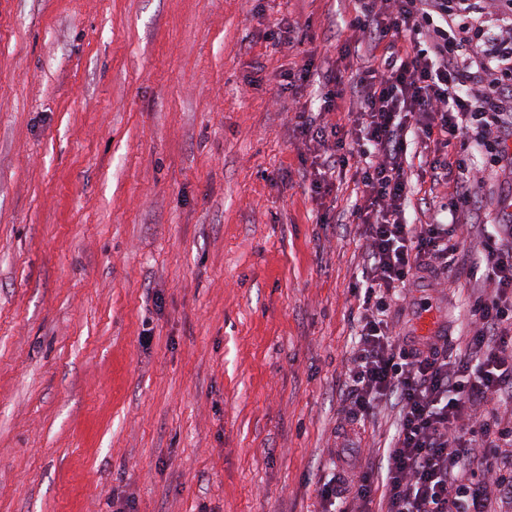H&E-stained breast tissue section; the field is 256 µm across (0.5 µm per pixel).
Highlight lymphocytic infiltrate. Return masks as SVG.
<instances>
[{
    "mask_svg": "<svg viewBox=\"0 0 512 512\" xmlns=\"http://www.w3.org/2000/svg\"><path fill=\"white\" fill-rule=\"evenodd\" d=\"M342 23L370 52L360 106L344 124L301 106L295 119L331 144L311 163L312 192L325 195L347 170L363 187L353 217L366 227L368 266L351 288L359 331L347 419L360 425L391 399L399 414L388 448L368 449L355 480L319 486L321 512H372L377 501L386 512H496L498 496L512 494V224L484 240L481 262L463 242L480 173L473 153L512 163V0H354ZM413 140L443 151L430 168L448 188L447 221H405ZM477 270L470 336L423 348L394 336L385 315L396 288Z\"/></svg>",
    "mask_w": 512,
    "mask_h": 512,
    "instance_id": "f902f5d3",
    "label": "lymphocytic infiltrate"
}]
</instances>
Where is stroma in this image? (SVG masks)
I'll return each instance as SVG.
<instances>
[{
  "label": "stroma",
  "instance_id": "1",
  "mask_svg": "<svg viewBox=\"0 0 512 512\" xmlns=\"http://www.w3.org/2000/svg\"><path fill=\"white\" fill-rule=\"evenodd\" d=\"M351 0H0V512H317L326 475L387 446L398 408L346 424L367 267L361 192L310 190L329 69L343 110ZM300 24L293 51L267 34ZM310 64L293 90L282 74ZM484 181L480 257L512 201ZM479 276L407 285L465 336Z\"/></svg>",
  "mask_w": 512,
  "mask_h": 512
}]
</instances>
